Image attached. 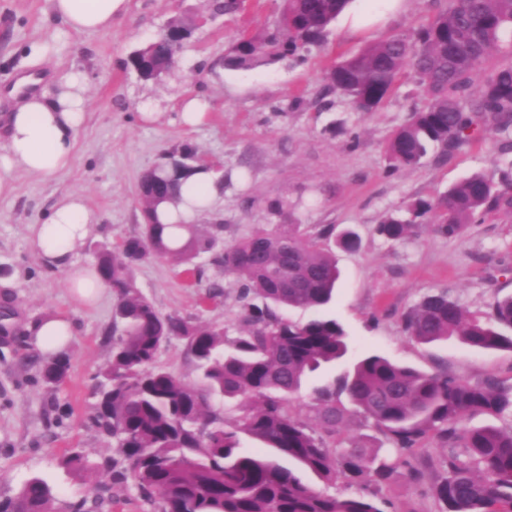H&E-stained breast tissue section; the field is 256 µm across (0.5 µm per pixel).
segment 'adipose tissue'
<instances>
[{
    "instance_id": "adipose-tissue-1",
    "label": "adipose tissue",
    "mask_w": 512,
    "mask_h": 512,
    "mask_svg": "<svg viewBox=\"0 0 512 512\" xmlns=\"http://www.w3.org/2000/svg\"><path fill=\"white\" fill-rule=\"evenodd\" d=\"M54 15L72 32L92 34L110 30L112 17L127 0H50ZM86 85L75 75L54 96L26 93L6 116L5 143L0 146V173L23 171L40 178L64 172L70 165L76 137L86 119ZM224 189L218 175L199 167L182 179L178 205L156 209L159 223L171 225L170 246L189 237L187 227L208 210ZM99 214L84 199L70 194L60 199L44 223L28 227L31 251L45 265L66 275L69 290L80 304L96 301L109 288L96 266L81 264L77 255L94 235ZM32 343L42 354L64 355L74 334L70 319L50 315L28 326Z\"/></svg>"
}]
</instances>
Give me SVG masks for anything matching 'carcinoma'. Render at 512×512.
<instances>
[{"label": "carcinoma", "mask_w": 512, "mask_h": 512, "mask_svg": "<svg viewBox=\"0 0 512 512\" xmlns=\"http://www.w3.org/2000/svg\"><path fill=\"white\" fill-rule=\"evenodd\" d=\"M435 16L407 33L386 36L360 53L334 63L327 89L360 112L376 111L393 91L406 65L427 97L425 106L392 135L387 157L394 170L419 165L430 149L450 154L492 130L512 131V61L488 66L500 52L512 56V0H433ZM350 0H282L273 28L261 37L241 34L224 53V65L248 69L287 58L324 41L329 26ZM216 16L242 14V0H210ZM189 34L182 18L171 20L152 43L136 49L131 65L145 79L170 59L173 34ZM485 70L482 91L473 75ZM179 154L150 170L142 181L143 231L98 254V269L116 294L112 355L96 389L95 424L120 450V458L97 468L110 474L97 486L96 505L112 501L114 485L133 478L157 497L159 512H389L376 489L403 470L422 476L410 452L434 434L451 449L441 461L444 476L431 488L440 512H512V427H470L472 414L512 413V387L495 378L469 382L446 370L401 366L371 354L331 384L314 391L315 424L293 414L291 404L305 379L348 349L342 325L316 316L296 323L277 309H322L335 295L340 272L322 248L333 227L306 238L297 225L256 232L224 247L212 263L240 282L243 329L232 339L222 330L162 315L135 288L133 269L143 261L174 257L190 276H201L194 259L211 251L216 237L191 234L167 248L163 225L152 220L179 179ZM495 180L475 173L430 199H418L386 216L377 233L393 242L423 230L459 238L486 214H512V160ZM403 330L421 344L452 337L478 350L512 351V296L490 311L469 316L447 293L425 296L402 317ZM185 342L200 382L190 386L156 366L160 346ZM67 360L48 364L47 384L62 380ZM220 396L235 400L242 414L231 424L213 408ZM352 405L390 440L396 456L358 442L335 453L326 438L336 435ZM286 456L320 477L360 489L331 494L303 483L293 470L258 453L241 450V436ZM462 452H456V449ZM54 495L41 478L28 480L0 512H54Z\"/></svg>", "instance_id": "obj_1"}]
</instances>
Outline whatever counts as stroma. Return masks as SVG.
Masks as SVG:
<instances>
[{
	"instance_id": "obj_1",
	"label": "stroma",
	"mask_w": 512,
	"mask_h": 512,
	"mask_svg": "<svg viewBox=\"0 0 512 512\" xmlns=\"http://www.w3.org/2000/svg\"><path fill=\"white\" fill-rule=\"evenodd\" d=\"M280 0H250L245 15L210 17L208 0H128L110 31L78 35L50 10V0H0V114L24 77L55 94L73 72L84 75L86 120L71 165L50 179L16 171L0 183V307L10 309L0 333V501L15 497L33 477L55 495V512L92 496V472L71 471L63 461L80 453L89 463L118 456L93 423L98 377L110 358L114 293L93 307L75 303L63 272L45 267L32 253L27 228L43 223L65 195L81 194L101 216L96 235L78 260L96 261L101 247L115 248L143 228L140 183L166 154L190 145L224 172V193L196 227L208 235L223 225L213 252L197 259L202 277L187 282L171 259H149L134 270L139 291L162 314L237 333L239 284L220 274L212 255L256 231L289 224L313 234L325 224L351 228L357 251L336 250L341 273L336 296L323 308L348 336L346 357L323 366L303 383L294 413L313 421L310 395L331 383L365 353L470 380L495 377L512 386V351L476 350L454 340L421 345L406 336L400 318L426 294L444 291L471 314L488 312L495 297L512 294V216L492 213L460 238L429 231L400 242L375 234L383 218L418 198H430L476 172L494 174L505 157L502 137L491 131L448 156L430 154L413 169L392 170L386 146L411 112L426 102L412 71L375 112L356 111L349 99L326 89L330 61L349 57L382 36L408 31L434 14L431 0H403L360 30L337 17L325 41L305 61L291 59L250 69L224 67V50L241 29L259 34L278 15ZM203 20L175 67L156 79L127 67L129 54L171 19ZM199 101L202 120L185 124L181 112ZM49 314L69 317L75 336L63 381L42 379L48 359L28 341L26 328ZM446 450L435 435L413 456L420 483L399 478L381 495L395 512H438L429 493Z\"/></svg>"
}]
</instances>
